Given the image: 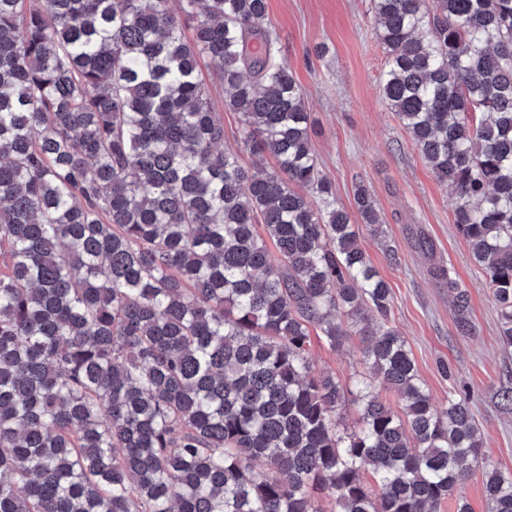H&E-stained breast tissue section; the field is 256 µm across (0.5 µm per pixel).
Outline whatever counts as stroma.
<instances>
[{"label":"stroma","instance_id":"stroma-1","mask_svg":"<svg viewBox=\"0 0 512 512\" xmlns=\"http://www.w3.org/2000/svg\"><path fill=\"white\" fill-rule=\"evenodd\" d=\"M266 3L305 91L312 146L337 206L354 211L361 184L375 200L380 230L361 228L358 243L390 287V326L406 338L434 405L446 410L450 390L466 391L489 461L512 471V402L503 397L512 387V349L501 344L492 290L453 222L454 198L382 96L385 54L370 23L372 0ZM438 264L468 295L470 330L459 329L448 289L431 273ZM310 358L346 387L366 371L356 336L339 349L313 341Z\"/></svg>","mask_w":512,"mask_h":512}]
</instances>
